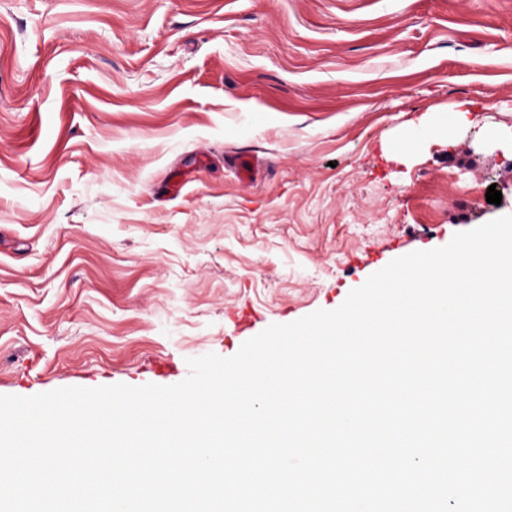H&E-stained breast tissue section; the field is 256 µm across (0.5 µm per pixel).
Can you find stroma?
I'll use <instances>...</instances> for the list:
<instances>
[{
    "label": "stroma",
    "instance_id": "stroma-1",
    "mask_svg": "<svg viewBox=\"0 0 512 512\" xmlns=\"http://www.w3.org/2000/svg\"><path fill=\"white\" fill-rule=\"evenodd\" d=\"M501 124L512 0H0V395L172 385L336 309L512 210Z\"/></svg>",
    "mask_w": 512,
    "mask_h": 512
}]
</instances>
